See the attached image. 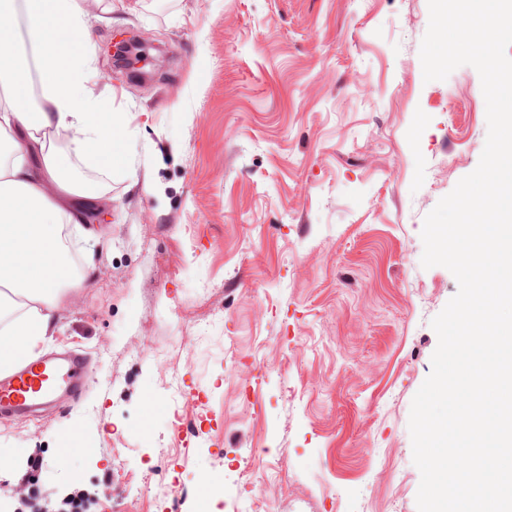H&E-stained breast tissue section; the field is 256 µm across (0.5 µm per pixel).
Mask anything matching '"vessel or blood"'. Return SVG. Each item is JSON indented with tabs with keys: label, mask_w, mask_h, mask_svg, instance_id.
<instances>
[{
	"label": "vessel or blood",
	"mask_w": 512,
	"mask_h": 512,
	"mask_svg": "<svg viewBox=\"0 0 512 512\" xmlns=\"http://www.w3.org/2000/svg\"><path fill=\"white\" fill-rule=\"evenodd\" d=\"M88 373L85 358L75 352L34 360L0 378V413L30 411L65 388L78 391Z\"/></svg>",
	"instance_id": "1"
}]
</instances>
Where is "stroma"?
I'll return each mask as SVG.
<instances>
[{
    "label": "stroma",
    "mask_w": 512,
    "mask_h": 512,
    "mask_svg": "<svg viewBox=\"0 0 512 512\" xmlns=\"http://www.w3.org/2000/svg\"><path fill=\"white\" fill-rule=\"evenodd\" d=\"M94 89L125 163L56 144L104 219L46 351L91 378L0 417V512H417L413 398L457 293L421 265L426 215L479 164L469 65L425 82L428 0H107ZM159 51L151 82L112 41ZM94 453L61 455L60 437ZM152 48L153 45L141 35L121 38L112 44L113 60L118 67L145 79L148 73L143 69L151 61L149 51Z\"/></svg>",
    "instance_id": "35a3bbf8"
}]
</instances>
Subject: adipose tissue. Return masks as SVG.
<instances>
[{"label":"adipose tissue","mask_w":512,"mask_h":512,"mask_svg":"<svg viewBox=\"0 0 512 512\" xmlns=\"http://www.w3.org/2000/svg\"><path fill=\"white\" fill-rule=\"evenodd\" d=\"M25 17L34 55L14 51L13 23ZM81 0H0V373L10 374L37 356L54 332L55 311L74 279L61 233L74 215L57 199L91 208L95 196L68 176L54 144L73 130L76 150L106 167L121 160L118 121L89 83L94 51L86 41ZM32 308L16 316L19 300Z\"/></svg>","instance_id":"adipose-tissue-1"}]
</instances>
